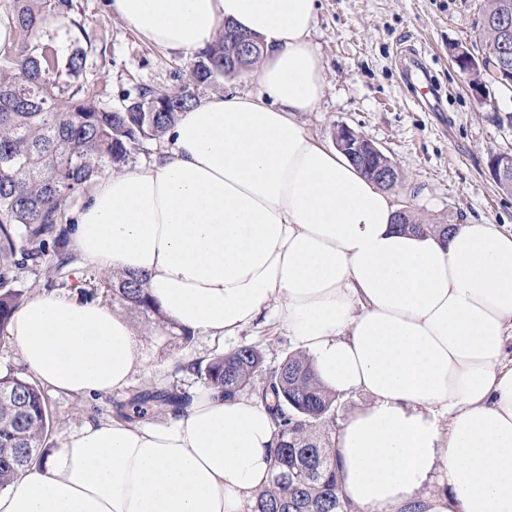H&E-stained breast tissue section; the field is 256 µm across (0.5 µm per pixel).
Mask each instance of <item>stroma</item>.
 Wrapping results in <instances>:
<instances>
[{"label":"stroma","mask_w":512,"mask_h":512,"mask_svg":"<svg viewBox=\"0 0 512 512\" xmlns=\"http://www.w3.org/2000/svg\"><path fill=\"white\" fill-rule=\"evenodd\" d=\"M78 18L101 38L104 54L87 59V79L97 100L120 106L143 87L170 86L188 75L194 56L151 47L106 0H77ZM484 0H318L311 42L324 61V94L314 111L300 118L318 143L334 144L345 125L375 142L396 164L399 179L388 193L401 208L428 224L469 219L512 231V191L503 190L490 169V154L512 152V91L487 81L472 91L451 59L453 48L484 52L475 21ZM427 104L415 105L422 88ZM56 293L80 294L111 304L102 276L73 259L56 278ZM136 340L149 368L132 388L158 386L192 390L203 381L185 366L242 345L262 348L267 367L297 350L294 337L270 312L236 335L195 337L184 344L154 319L132 316ZM60 445L88 420L114 418L113 396L78 398L48 393Z\"/></svg>","instance_id":"35a3bbf8"}]
</instances>
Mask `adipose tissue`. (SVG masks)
Masks as SVG:
<instances>
[{
    "label": "adipose tissue",
    "mask_w": 512,
    "mask_h": 512,
    "mask_svg": "<svg viewBox=\"0 0 512 512\" xmlns=\"http://www.w3.org/2000/svg\"><path fill=\"white\" fill-rule=\"evenodd\" d=\"M109 7L166 52L202 51L229 21L264 58L257 92L195 106L164 158L97 180L69 232L84 266L145 275L196 335H236L275 306L326 386L370 398L335 439L353 512H512V233L400 231L391 197L309 137L317 0ZM8 332L54 392L107 396L146 370L130 321L76 294L35 295ZM191 398L161 424L84 423L0 490V512H247L270 478L268 405Z\"/></svg>",
    "instance_id": "ef3b65f1"
}]
</instances>
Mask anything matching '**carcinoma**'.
Listing matches in <instances>:
<instances>
[{"label":"carcinoma","mask_w":512,"mask_h":512,"mask_svg":"<svg viewBox=\"0 0 512 512\" xmlns=\"http://www.w3.org/2000/svg\"><path fill=\"white\" fill-rule=\"evenodd\" d=\"M76 0H8L0 5V23L16 39L0 53V340L8 335L13 314L26 291L16 286L21 270L36 267L53 275L72 261L67 211L107 172H118L146 140H161L179 117L197 104L196 91L220 78L245 72L263 54L235 62L227 34L198 53L188 78L176 88L145 87L135 98L112 109L87 85L88 53L96 37L75 18ZM512 13V0H485L479 36L485 47L500 42L499 18ZM57 19L80 37L66 61L48 28ZM402 227L443 238L453 224H424L404 211ZM112 301L126 310L153 317L159 326L179 331L147 292L143 275L116 273L107 278ZM200 375L206 387L231 399L256 395L271 400L276 428L272 475L257 492L251 512H349L336 461L334 418L339 396L317 378L302 352L287 355L273 370L252 345L216 356L206 364L179 366ZM184 392L145 387L115 402L116 415L134 422L147 415L184 412ZM52 429L48 401L36 383L0 374V488L40 461Z\"/></svg>","instance_id":"1"}]
</instances>
